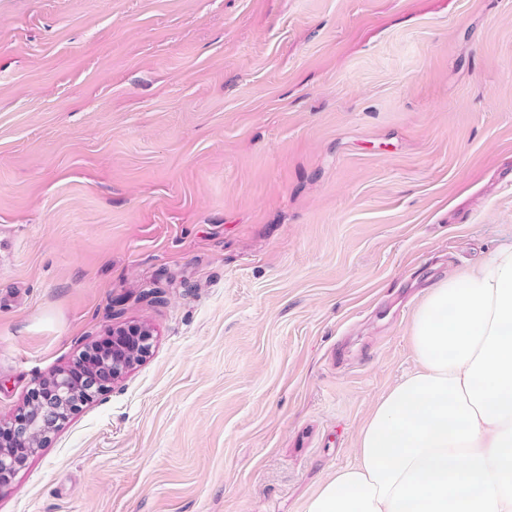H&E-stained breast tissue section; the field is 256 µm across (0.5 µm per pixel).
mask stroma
<instances>
[{
	"label": "stroma",
	"instance_id": "1",
	"mask_svg": "<svg viewBox=\"0 0 512 512\" xmlns=\"http://www.w3.org/2000/svg\"><path fill=\"white\" fill-rule=\"evenodd\" d=\"M512 241V0H0V417L149 357L0 512H304Z\"/></svg>",
	"mask_w": 512,
	"mask_h": 512
}]
</instances>
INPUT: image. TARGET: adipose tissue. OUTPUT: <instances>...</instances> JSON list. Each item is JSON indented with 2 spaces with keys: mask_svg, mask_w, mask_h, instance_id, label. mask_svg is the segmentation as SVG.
<instances>
[{
  "mask_svg": "<svg viewBox=\"0 0 512 512\" xmlns=\"http://www.w3.org/2000/svg\"><path fill=\"white\" fill-rule=\"evenodd\" d=\"M416 360L304 512H512V244L427 290Z\"/></svg>",
  "mask_w": 512,
  "mask_h": 512,
  "instance_id": "1",
  "label": "adipose tissue"
}]
</instances>
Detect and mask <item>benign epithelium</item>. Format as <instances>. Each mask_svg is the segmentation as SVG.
Returning <instances> with one entry per match:
<instances>
[{
    "instance_id": "obj_1",
    "label": "benign epithelium",
    "mask_w": 512,
    "mask_h": 512,
    "mask_svg": "<svg viewBox=\"0 0 512 512\" xmlns=\"http://www.w3.org/2000/svg\"><path fill=\"white\" fill-rule=\"evenodd\" d=\"M153 336L151 327L140 322L112 328V350L89 347L96 359L85 362L84 378L75 376L70 367L60 368L38 383L23 411L8 420L0 418V431L12 438L10 443L0 440V491L72 413L102 395L149 356Z\"/></svg>"
}]
</instances>
